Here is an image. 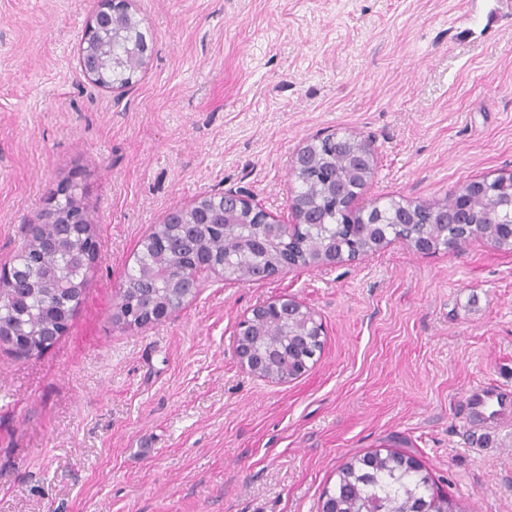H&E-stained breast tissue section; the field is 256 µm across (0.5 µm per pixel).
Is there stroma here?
I'll list each match as a JSON object with an SVG mask.
<instances>
[{
  "label": "stroma",
  "mask_w": 512,
  "mask_h": 512,
  "mask_svg": "<svg viewBox=\"0 0 512 512\" xmlns=\"http://www.w3.org/2000/svg\"><path fill=\"white\" fill-rule=\"evenodd\" d=\"M98 0H0V268L66 181L100 252L65 335L0 348V512H318L348 457L409 451L464 512H512V250L395 240L263 282L206 273L157 324L116 323L142 239L242 189L294 221L293 162L321 133L369 141L363 203L446 204L512 176V0H139L129 86L79 71ZM293 298L324 334L287 384L236 355L254 307ZM470 417L485 428H497L512 419L510 392L499 385H482L467 397Z\"/></svg>",
  "instance_id": "stroma-1"
}]
</instances>
